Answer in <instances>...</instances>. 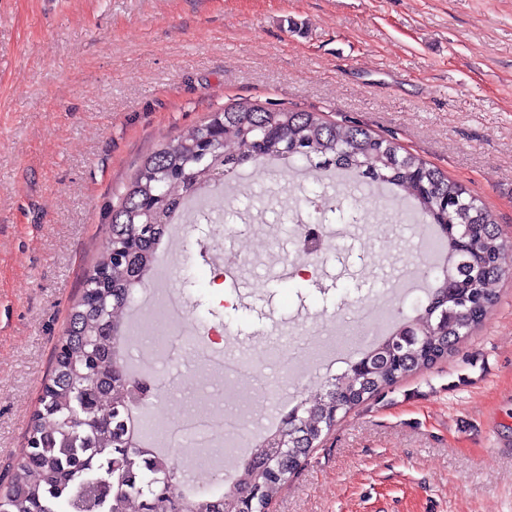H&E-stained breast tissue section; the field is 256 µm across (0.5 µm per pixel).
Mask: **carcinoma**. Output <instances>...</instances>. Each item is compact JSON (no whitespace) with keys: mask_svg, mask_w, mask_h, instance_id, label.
Here are the masks:
<instances>
[{"mask_svg":"<svg viewBox=\"0 0 512 512\" xmlns=\"http://www.w3.org/2000/svg\"><path fill=\"white\" fill-rule=\"evenodd\" d=\"M301 161L317 173H350L370 186L405 188L414 214L439 229L442 277L415 316L395 324L295 405L237 463L229 493L184 491L168 453L144 448L132 406L142 392L122 346L130 307L153 278L158 250L184 203L247 163ZM493 212L461 182L392 136L318 112L240 103L146 155L112 207L109 233L67 316L63 340L27 426L28 452L0 492V512H264L315 443L345 414L454 352L484 321L497 295L504 244ZM258 498L240 497L244 489Z\"/></svg>","mask_w":512,"mask_h":512,"instance_id":"cac0c4a2","label":"carcinoma"}]
</instances>
